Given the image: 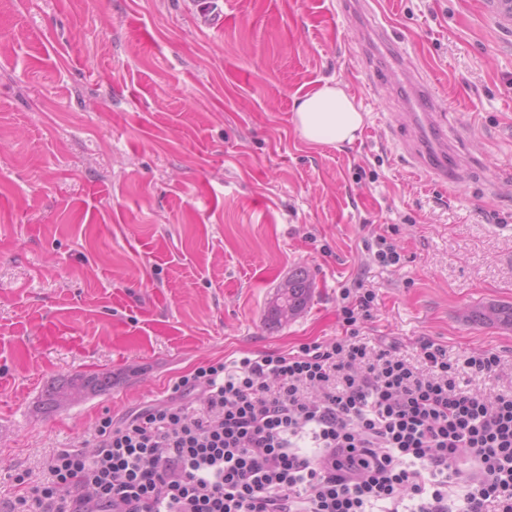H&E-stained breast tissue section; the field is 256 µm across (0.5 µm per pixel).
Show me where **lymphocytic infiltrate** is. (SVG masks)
<instances>
[{
    "instance_id": "lymphocytic-infiltrate-1",
    "label": "lymphocytic infiltrate",
    "mask_w": 512,
    "mask_h": 512,
    "mask_svg": "<svg viewBox=\"0 0 512 512\" xmlns=\"http://www.w3.org/2000/svg\"><path fill=\"white\" fill-rule=\"evenodd\" d=\"M375 298L355 280L342 336L210 361L101 419L92 451L18 475L0 512H512V392L459 382L498 375L500 356L368 346Z\"/></svg>"
}]
</instances>
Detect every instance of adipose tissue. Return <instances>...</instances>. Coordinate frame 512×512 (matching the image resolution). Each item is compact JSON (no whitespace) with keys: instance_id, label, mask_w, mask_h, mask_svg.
I'll return each instance as SVG.
<instances>
[{"instance_id":"obj_1","label":"adipose tissue","mask_w":512,"mask_h":512,"mask_svg":"<svg viewBox=\"0 0 512 512\" xmlns=\"http://www.w3.org/2000/svg\"><path fill=\"white\" fill-rule=\"evenodd\" d=\"M363 122L362 113L336 84L324 83L295 103L296 130L309 142H352Z\"/></svg>"}]
</instances>
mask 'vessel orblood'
<instances>
[{
	"mask_svg": "<svg viewBox=\"0 0 512 512\" xmlns=\"http://www.w3.org/2000/svg\"><path fill=\"white\" fill-rule=\"evenodd\" d=\"M391 70L410 84L419 106L415 112H395L391 115L393 124L412 127L416 132L408 155L410 163L439 182L458 187L464 182L466 172L456 149L449 144L446 129L440 121L438 96L426 80L416 76L405 55L394 56Z\"/></svg>",
	"mask_w": 512,
	"mask_h": 512,
	"instance_id": "b4317fda",
	"label": "vessel or blood"
}]
</instances>
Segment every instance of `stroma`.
<instances>
[{"mask_svg": "<svg viewBox=\"0 0 512 512\" xmlns=\"http://www.w3.org/2000/svg\"><path fill=\"white\" fill-rule=\"evenodd\" d=\"M378 2L224 0L213 29L190 0H0V492L208 361L341 335L358 276L369 345L491 350L512 387V331L468 318L512 304V25L490 0ZM389 48L446 105L455 191L411 173L387 127ZM328 80L364 116L353 142L296 130L295 100ZM302 268L311 303L272 322ZM105 374L107 392L47 406Z\"/></svg>", "mask_w": 512, "mask_h": 512, "instance_id": "1", "label": "stroma"}]
</instances>
